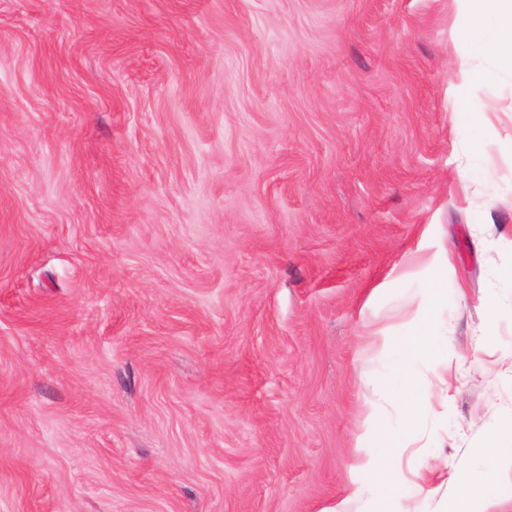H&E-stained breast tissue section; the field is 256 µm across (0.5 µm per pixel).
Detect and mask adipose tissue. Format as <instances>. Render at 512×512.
<instances>
[{
	"instance_id": "adipose-tissue-1",
	"label": "adipose tissue",
	"mask_w": 512,
	"mask_h": 512,
	"mask_svg": "<svg viewBox=\"0 0 512 512\" xmlns=\"http://www.w3.org/2000/svg\"><path fill=\"white\" fill-rule=\"evenodd\" d=\"M453 29L458 44L472 53H491L499 67L512 72V0H454ZM409 331L398 337L394 345L392 373L383 388L385 398L399 400L406 420H414L423 413L429 402L428 394L419 392L408 382L413 354L427 344L429 330L418 317L408 321ZM368 449L361 469L377 474L384 485H393L395 473L392 463L400 448L399 436L378 433L362 435Z\"/></svg>"
}]
</instances>
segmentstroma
Instances as JSON below:
<instances>
[{
	"label": "stroma",
	"instance_id": "stroma-1",
	"mask_svg": "<svg viewBox=\"0 0 512 512\" xmlns=\"http://www.w3.org/2000/svg\"><path fill=\"white\" fill-rule=\"evenodd\" d=\"M453 17L0 0V512H445L473 475L512 512V76L458 95ZM437 282L408 425L383 347ZM489 450L495 460L512 470V424L492 438V447ZM363 446L361 448H371L368 456L359 462L358 467L368 470L383 481L384 485L392 486L395 481V473L392 469V462L398 454L400 445V436L387 433H378L377 435L363 434L361 437Z\"/></svg>",
	"mask_w": 512,
	"mask_h": 512
}]
</instances>
